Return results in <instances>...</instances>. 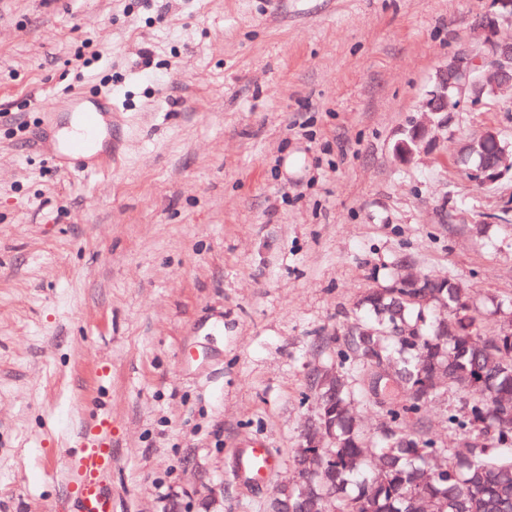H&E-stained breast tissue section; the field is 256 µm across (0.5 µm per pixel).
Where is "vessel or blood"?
I'll return each mask as SVG.
<instances>
[{
    "label": "vessel or blood",
    "mask_w": 512,
    "mask_h": 512,
    "mask_svg": "<svg viewBox=\"0 0 512 512\" xmlns=\"http://www.w3.org/2000/svg\"><path fill=\"white\" fill-rule=\"evenodd\" d=\"M70 111L79 132L58 142L54 159L65 169L87 176L98 174L102 162L91 155L93 140L105 132V108L86 100L82 93L70 97ZM82 451L69 469V482L74 487L71 512H112V421L104 415L93 416L81 430ZM240 462L248 475L257 478L272 472L276 459L259 447L246 449Z\"/></svg>",
    "instance_id": "b4317fda"
}]
</instances>
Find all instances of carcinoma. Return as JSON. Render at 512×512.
<instances>
[{
  "label": "carcinoma",
  "mask_w": 512,
  "mask_h": 512,
  "mask_svg": "<svg viewBox=\"0 0 512 512\" xmlns=\"http://www.w3.org/2000/svg\"><path fill=\"white\" fill-rule=\"evenodd\" d=\"M469 153L487 167L498 163L482 151L481 137ZM470 314V330L453 319L456 302ZM362 316L336 346V386L312 373L316 405L336 409V442L291 463L300 480L279 489L282 512H512V335L478 334L480 313L449 275H426L414 287L376 288L359 302ZM380 347L406 388L422 374L448 375L447 384L414 401L381 384L390 404L388 429L370 432L346 414L352 402L376 406L366 388L365 349ZM452 391L465 410L448 411L450 447L429 433L428 412Z\"/></svg>",
  "instance_id": "obj_1"
}]
</instances>
